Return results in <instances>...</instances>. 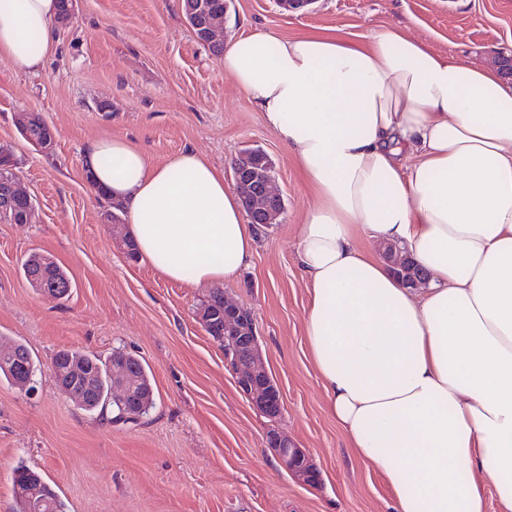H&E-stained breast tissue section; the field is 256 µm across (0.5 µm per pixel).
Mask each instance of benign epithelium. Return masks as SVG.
Returning <instances> with one entry per match:
<instances>
[{
    "instance_id": "1",
    "label": "benign epithelium",
    "mask_w": 512,
    "mask_h": 512,
    "mask_svg": "<svg viewBox=\"0 0 512 512\" xmlns=\"http://www.w3.org/2000/svg\"><path fill=\"white\" fill-rule=\"evenodd\" d=\"M188 18L199 30L198 39L204 43H213L219 38L221 12L210 11L204 0H189ZM232 179L239 192H246L255 197L254 207L249 218L254 224H269L271 216L283 205V198L275 186V178L262 173H248L232 169ZM29 198L17 180H0V222L27 220L26 215L11 212V205L18 198ZM243 314V307L224 300V331L237 333L239 327L236 319ZM239 352L225 359L236 374V385L246 395L252 405L262 414H279L282 409V394L278 384L266 370L261 358L259 340L256 331L245 336H238ZM116 372L112 375L113 394L119 402H127L135 393L127 386L129 369L125 361L112 363ZM52 375L57 385L71 397L74 370L52 365ZM269 445L280 465L298 482L314 486L320 483L321 474L305 450L288 436L273 431L269 435Z\"/></svg>"
}]
</instances>
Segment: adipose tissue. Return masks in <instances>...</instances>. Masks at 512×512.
<instances>
[{
	"instance_id": "adipose-tissue-1",
	"label": "adipose tissue",
	"mask_w": 512,
	"mask_h": 512,
	"mask_svg": "<svg viewBox=\"0 0 512 512\" xmlns=\"http://www.w3.org/2000/svg\"><path fill=\"white\" fill-rule=\"evenodd\" d=\"M56 18V0H0V55L38 69ZM220 64L313 191L295 228L304 332L350 448L395 512H486L490 488L512 512V84L398 29L364 42L256 30ZM84 168L167 279L224 284L258 245L236 189L193 149L156 165L104 137ZM361 237L399 247L425 284L402 283Z\"/></svg>"
}]
</instances>
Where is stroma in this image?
<instances>
[{"instance_id":"1","label":"stroma","mask_w":512,"mask_h":512,"mask_svg":"<svg viewBox=\"0 0 512 512\" xmlns=\"http://www.w3.org/2000/svg\"><path fill=\"white\" fill-rule=\"evenodd\" d=\"M393 27L462 65L487 67L512 48V0H316L304 14L277 0H228L224 35L363 38ZM26 112L53 128L51 152L20 136ZM107 136L156 164L185 148L225 172L247 146L271 157L284 208L223 290L253 315L266 368L283 392L276 421L239 391L223 348L199 320L210 286L170 281L128 260L123 235L104 218L109 202L85 176L87 144ZM1 145L15 155L37 215L0 223V344L29 348L37 391L0 377V512H14L21 465L43 476L63 512H390L392 490L329 414L304 336L309 294L295 226L313 197L293 155L196 37L180 0H77L41 68L1 56ZM34 252L67 271L68 298L48 299L25 279L22 263ZM63 348L141 357L154 390L147 415L126 422L83 410L51 377ZM273 429L305 448L318 485L280 467L267 441Z\"/></svg>"}]
</instances>
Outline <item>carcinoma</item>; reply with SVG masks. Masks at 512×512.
Masks as SVG:
<instances>
[{
  "instance_id": "carcinoma-1",
  "label": "carcinoma",
  "mask_w": 512,
  "mask_h": 512,
  "mask_svg": "<svg viewBox=\"0 0 512 512\" xmlns=\"http://www.w3.org/2000/svg\"><path fill=\"white\" fill-rule=\"evenodd\" d=\"M19 134L28 143L38 142L54 137V130L40 115L29 122V125L19 129ZM235 163L250 166H272L267 154L258 148H247L239 153ZM25 278L31 277L51 286L55 283L65 286L71 283V279L61 267L51 268L41 264L38 253L30 254L22 264ZM199 319L205 331L219 344H224V291L216 288L204 300L199 308ZM127 359L131 377L144 386L151 382L148 371L143 362L137 356L125 353L121 350L113 352L108 358L103 359L97 355L79 350L64 349L59 351L54 361L71 363L86 368L87 377L78 382L76 389L79 391L78 402L87 411H111L115 418L123 421H134L147 414L150 406L146 405L136 411L127 406H121L112 397V361ZM13 488L16 502L15 512H35L34 501L46 498L49 504L42 512H62V505L56 494L35 472L19 467L15 471Z\"/></svg>"
}]
</instances>
